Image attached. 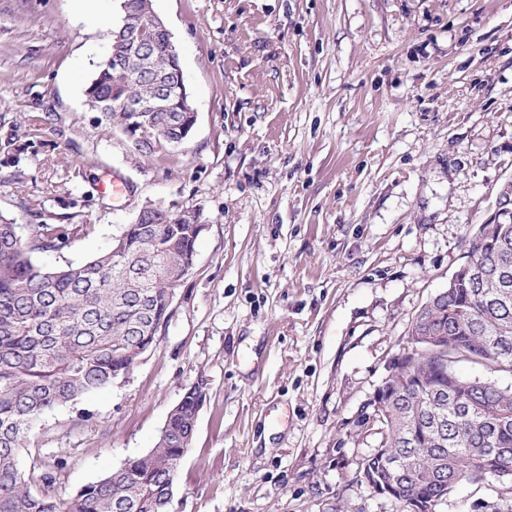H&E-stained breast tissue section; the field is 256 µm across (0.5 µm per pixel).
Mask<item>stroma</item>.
I'll return each mask as SVG.
<instances>
[{"instance_id":"obj_1","label":"stroma","mask_w":512,"mask_h":512,"mask_svg":"<svg viewBox=\"0 0 512 512\" xmlns=\"http://www.w3.org/2000/svg\"><path fill=\"white\" fill-rule=\"evenodd\" d=\"M197 122L147 152L84 96L108 49L75 0H0V221L73 223L49 267L157 204L204 226L127 379L47 414L21 471L66 499L147 453L203 384L170 512H401L358 419L416 311L512 184V0H152ZM441 512H512L463 483Z\"/></svg>"}]
</instances>
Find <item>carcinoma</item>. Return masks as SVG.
<instances>
[{
	"label": "carcinoma",
	"mask_w": 512,
	"mask_h": 512,
	"mask_svg": "<svg viewBox=\"0 0 512 512\" xmlns=\"http://www.w3.org/2000/svg\"><path fill=\"white\" fill-rule=\"evenodd\" d=\"M122 11L107 32L109 50L85 88L86 101L110 126L144 135V149L173 146L194 123L181 96L187 87L179 56L169 50L172 36L165 27L150 32L149 53L135 61L127 33L153 22L142 0H123ZM164 90L168 107H139ZM481 232L468 240L466 261L484 278L474 286L460 278L411 322L415 332L452 338L444 353L409 356L415 376L447 391L421 395L408 375L395 374L389 387L400 397L382 402V420L374 424L381 440L359 466V473L393 484L403 512H413L417 500L439 509L462 482L512 480V388L455 369L459 362L491 363L512 372V221ZM200 234L199 213L175 216L153 205L99 255L46 269L33 253L60 251L68 229L37 224L25 242L16 225L0 223V512H170L173 480L206 398L200 384L170 410L153 448L67 499L55 496L52 471L25 474L17 457L46 414L121 382L155 344L171 313V279L193 262ZM395 458L400 468L387 470Z\"/></svg>",
	"instance_id": "carcinoma-1"
}]
</instances>
